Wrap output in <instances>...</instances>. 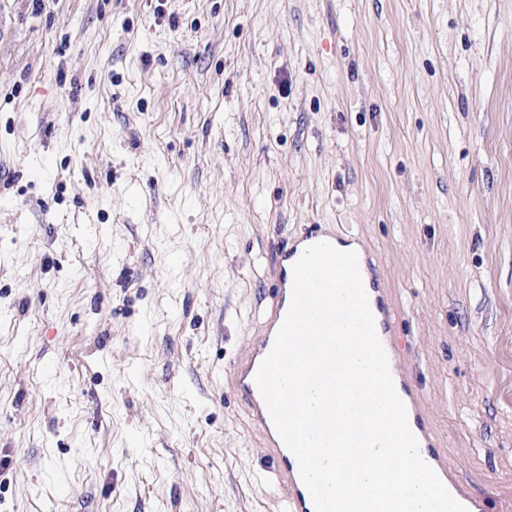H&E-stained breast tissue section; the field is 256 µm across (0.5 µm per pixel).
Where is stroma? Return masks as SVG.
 <instances>
[{"instance_id":"obj_1","label":"stroma","mask_w":512,"mask_h":512,"mask_svg":"<svg viewBox=\"0 0 512 512\" xmlns=\"http://www.w3.org/2000/svg\"><path fill=\"white\" fill-rule=\"evenodd\" d=\"M308 230L511 501L512 0H0V512H276L227 372ZM375 306L377 309V318L379 319V326L381 328V336L379 339L387 353L390 360L395 363V355L393 354V336L394 327L398 320V313L390 307L386 301L384 295L380 292L379 296H376Z\"/></svg>"}]
</instances>
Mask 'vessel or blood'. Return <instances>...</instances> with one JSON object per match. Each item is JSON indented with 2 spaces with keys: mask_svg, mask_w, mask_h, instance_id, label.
Returning <instances> with one entry per match:
<instances>
[{
  "mask_svg": "<svg viewBox=\"0 0 512 512\" xmlns=\"http://www.w3.org/2000/svg\"><path fill=\"white\" fill-rule=\"evenodd\" d=\"M275 299L274 308L264 323L262 334L253 339L248 350L233 367L232 388L246 401L250 417L262 433V446L270 463V479L280 492L281 512H315L311 495L301 481L297 459L280 438L255 383L257 369L270 353L277 332L291 306L292 296L288 292L287 278H280ZM375 306L381 328L380 341L384 349H392L398 313L381 295L376 297ZM394 384L407 407L409 427L419 435L421 457L436 459L437 451L426 433L415 386L405 376L395 378Z\"/></svg>",
  "mask_w": 512,
  "mask_h": 512,
  "instance_id": "vessel-or-blood-1",
  "label": "vessel or blood"
}]
</instances>
